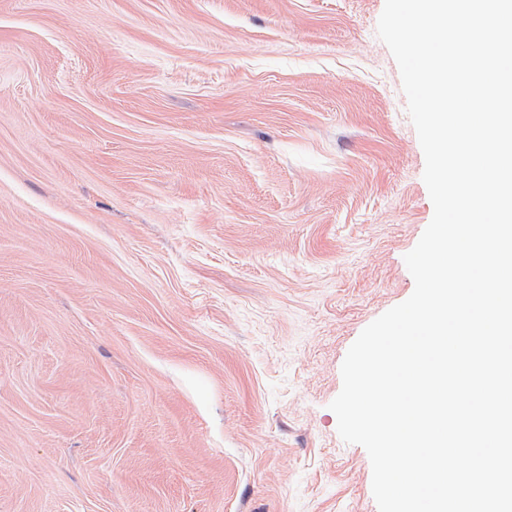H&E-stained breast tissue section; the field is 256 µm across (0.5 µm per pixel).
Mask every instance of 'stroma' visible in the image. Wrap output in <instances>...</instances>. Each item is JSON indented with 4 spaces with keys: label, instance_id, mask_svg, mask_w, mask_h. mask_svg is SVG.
Returning a JSON list of instances; mask_svg holds the SVG:
<instances>
[{
    "label": "stroma",
    "instance_id": "stroma-1",
    "mask_svg": "<svg viewBox=\"0 0 512 512\" xmlns=\"http://www.w3.org/2000/svg\"><path fill=\"white\" fill-rule=\"evenodd\" d=\"M385 0H0V512H378L329 405L434 207Z\"/></svg>",
    "mask_w": 512,
    "mask_h": 512
}]
</instances>
